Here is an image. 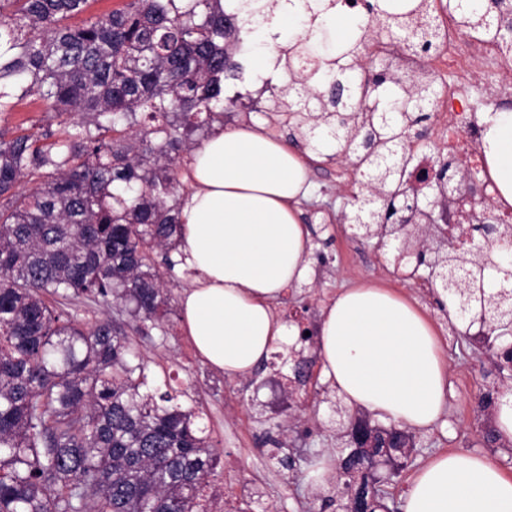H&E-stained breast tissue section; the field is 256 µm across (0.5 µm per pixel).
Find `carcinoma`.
I'll list each match as a JSON object with an SVG mask.
<instances>
[{
    "instance_id": "obj_1",
    "label": "carcinoma",
    "mask_w": 512,
    "mask_h": 512,
    "mask_svg": "<svg viewBox=\"0 0 512 512\" xmlns=\"http://www.w3.org/2000/svg\"><path fill=\"white\" fill-rule=\"evenodd\" d=\"M88 0H0V112L38 95L69 116L50 129L0 133V512H204L203 490L220 455L192 406L155 398L146 366L111 321L63 319L54 301L100 297L137 321L162 326L167 281L180 226L179 164L224 111V81L240 79V13L220 0H130L72 26ZM459 28L495 42L497 25L449 2ZM395 40L429 58L444 33L431 0L406 12L374 5L357 33ZM299 56L286 93L296 123L317 155H348L365 184L403 189L414 157L407 133L431 119L435 97L422 74L405 91L380 82L382 111L343 127L326 119L357 98L359 72L372 62L362 38L315 69ZM36 187L23 192L22 182ZM361 217L388 224L393 213L365 195ZM503 259L448 246L438 286L468 328L512 325V301L496 297ZM377 430L374 456L389 454ZM365 456L347 455L345 512L385 508L368 481Z\"/></svg>"
}]
</instances>
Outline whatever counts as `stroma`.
<instances>
[{
	"instance_id": "35a3bbf8",
	"label": "stroma",
	"mask_w": 512,
	"mask_h": 512,
	"mask_svg": "<svg viewBox=\"0 0 512 512\" xmlns=\"http://www.w3.org/2000/svg\"><path fill=\"white\" fill-rule=\"evenodd\" d=\"M473 65L476 78L464 88L456 108L477 120L500 108H512V53L492 64L477 56ZM288 80L285 72L273 80L255 112L234 102L237 94L251 92L249 80L226 81L224 97L229 104L221 119L227 126H263L303 153L308 166L311 187L302 204V219L314 251L328 255L331 264L326 269L313 267L307 284L288 290L276 306L278 315L284 318L302 307L308 322L316 324L323 306L343 289L358 283L381 284L418 303L434 322L448 361L446 402L437 423L429 430L413 432L415 448L410 457L399 458L393 467L376 459L365 465L364 474L382 478L390 498L398 503L418 469L445 452L487 456L505 476L512 477V447L492 440L494 424L480 410L486 394L498 396L512 387V373L499 371L485 349L452 335L448 316L436 305L427 284L428 270L413 276L407 268H395L391 254L398 239L380 245L352 236L348 225L340 223L341 212L350 207L357 174L349 164L306 152L299 143L294 118L281 111L286 100L279 90ZM61 121L45 101L33 96L0 114V131L9 136L31 127L56 131ZM168 278L172 298L168 318L158 328L137 331L124 308L101 300L80 297L64 309L83 323L103 318L116 322L134 351L148 362V392L157 395L169 387L185 391V405L199 410L201 425L220 451L218 478L209 490L212 512H339L335 501L341 496V480L317 486L309 479L316 455H335L338 427L334 409L339 395L321 377L317 347L304 346V357L312 361V376L306 386L297 387L294 407H285L278 384L291 377L290 365L268 364L247 376L229 379L204 364L180 327L178 296L189 284L188 275L177 266Z\"/></svg>"
}]
</instances>
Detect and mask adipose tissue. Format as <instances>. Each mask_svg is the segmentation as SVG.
I'll return each instance as SVG.
<instances>
[{
	"instance_id": "ef3b65f1",
	"label": "adipose tissue",
	"mask_w": 512,
	"mask_h": 512,
	"mask_svg": "<svg viewBox=\"0 0 512 512\" xmlns=\"http://www.w3.org/2000/svg\"><path fill=\"white\" fill-rule=\"evenodd\" d=\"M241 38L254 77L277 64L271 33L289 44L327 38L336 46L357 22L331 0H257ZM482 156L496 204L512 205V111L483 120ZM309 193L300 154L256 126L215 128L197 145L180 209L176 256L193 273L180 297L181 327L196 354L226 377L252 372L290 326L273 307L306 282L312 244L298 204ZM322 377L352 408L421 430L439 417L448 364L431 320L378 285L346 289L325 305L318 327ZM403 512H512V479L487 457L454 451L416 473Z\"/></svg>"
}]
</instances>
